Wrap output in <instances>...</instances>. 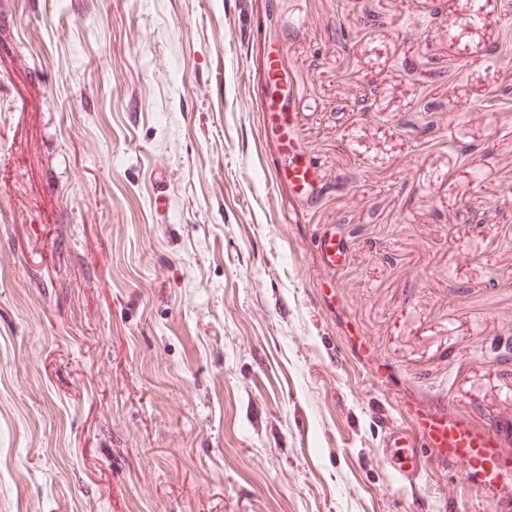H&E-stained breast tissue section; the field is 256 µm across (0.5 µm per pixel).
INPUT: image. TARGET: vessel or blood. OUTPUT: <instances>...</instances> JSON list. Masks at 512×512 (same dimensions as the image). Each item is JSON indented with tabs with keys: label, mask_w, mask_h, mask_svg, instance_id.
<instances>
[{
	"label": "vessel or blood",
	"mask_w": 512,
	"mask_h": 512,
	"mask_svg": "<svg viewBox=\"0 0 512 512\" xmlns=\"http://www.w3.org/2000/svg\"><path fill=\"white\" fill-rule=\"evenodd\" d=\"M418 430L427 442L446 449L448 455L462 462L465 469L483 465V450L496 437L495 430L478 434L468 427L449 425L434 420L419 422ZM384 456L393 480L406 483L412 480L419 463L415 441L410 433H393L387 438Z\"/></svg>",
	"instance_id": "vessel-or-blood-1"
}]
</instances>
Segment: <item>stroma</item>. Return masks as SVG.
Returning a JSON list of instances; mask_svg holds the SVG:
<instances>
[{
  "mask_svg": "<svg viewBox=\"0 0 512 512\" xmlns=\"http://www.w3.org/2000/svg\"><path fill=\"white\" fill-rule=\"evenodd\" d=\"M422 2L0 0V512H512V459L381 453L512 447V14ZM417 430L427 442L438 448H445L450 457L462 462L465 472L474 468V465L482 466L485 461L491 462L493 469H496L500 461L512 457V448L505 447L499 448L497 458L483 456V448H488L496 438L492 426L482 435H478L466 426L421 419ZM384 456L390 476L399 483L410 482L419 463L415 441L409 432L391 433Z\"/></svg>",
  "mask_w": 512,
  "mask_h": 512,
  "instance_id": "obj_1",
  "label": "stroma"
}]
</instances>
